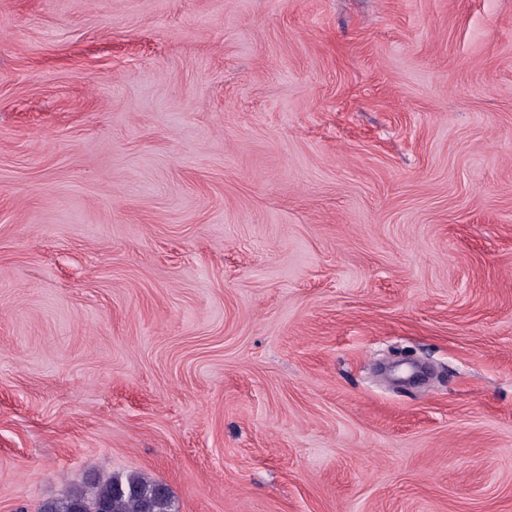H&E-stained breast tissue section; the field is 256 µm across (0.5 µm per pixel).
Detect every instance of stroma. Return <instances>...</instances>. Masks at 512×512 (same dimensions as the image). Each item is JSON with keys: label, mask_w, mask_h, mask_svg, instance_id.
<instances>
[{"label": "stroma", "mask_w": 512, "mask_h": 512, "mask_svg": "<svg viewBox=\"0 0 512 512\" xmlns=\"http://www.w3.org/2000/svg\"><path fill=\"white\" fill-rule=\"evenodd\" d=\"M512 512V0H0V512ZM41 512H172L167 488L139 475L90 482L63 498L43 504Z\"/></svg>", "instance_id": "35a3bbf8"}]
</instances>
